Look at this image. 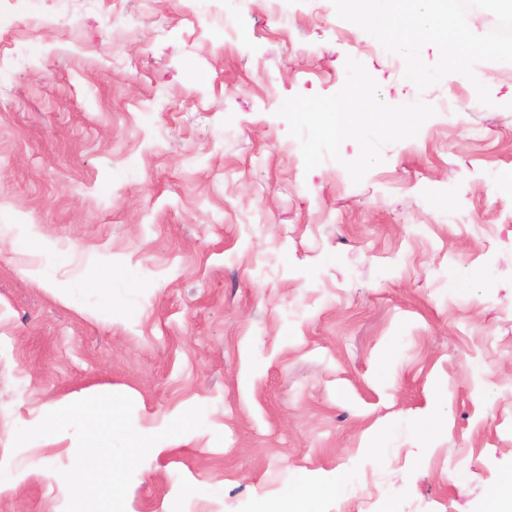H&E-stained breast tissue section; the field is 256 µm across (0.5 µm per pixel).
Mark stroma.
Segmentation results:
<instances>
[{"mask_svg": "<svg viewBox=\"0 0 512 512\" xmlns=\"http://www.w3.org/2000/svg\"><path fill=\"white\" fill-rule=\"evenodd\" d=\"M475 69L491 105L439 111L467 79L418 90L331 0H0V512H65L73 438L9 439L100 394L150 434L205 409L125 512H262L339 470L317 512H483L512 469V63ZM357 74L433 109L316 139L300 106ZM427 110L422 102H415L401 112H396L388 119L384 126L377 129L381 133H394L404 131L415 126L426 114Z\"/></svg>", "mask_w": 512, "mask_h": 512, "instance_id": "stroma-1", "label": "stroma"}]
</instances>
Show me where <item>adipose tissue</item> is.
<instances>
[{
	"instance_id": "1",
	"label": "adipose tissue",
	"mask_w": 512,
	"mask_h": 512,
	"mask_svg": "<svg viewBox=\"0 0 512 512\" xmlns=\"http://www.w3.org/2000/svg\"><path fill=\"white\" fill-rule=\"evenodd\" d=\"M302 117H316L322 136L340 139L368 126L373 113L368 104L364 81L354 77L333 101L300 108Z\"/></svg>"
}]
</instances>
